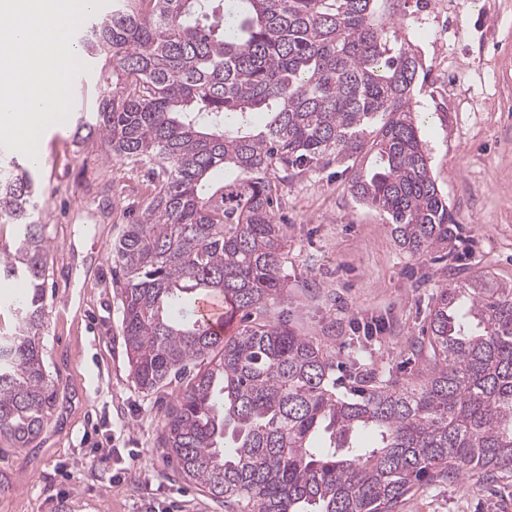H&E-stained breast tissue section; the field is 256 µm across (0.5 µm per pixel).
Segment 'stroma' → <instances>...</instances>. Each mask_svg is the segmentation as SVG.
Returning <instances> with one entry per match:
<instances>
[{
	"mask_svg": "<svg viewBox=\"0 0 512 512\" xmlns=\"http://www.w3.org/2000/svg\"><path fill=\"white\" fill-rule=\"evenodd\" d=\"M398 26L424 59L414 91L421 138L459 226L451 256L402 251L391 228L329 164L278 182L287 227L288 294L268 318L347 361L363 326L380 321L363 361L405 378L433 297L480 271L512 282V0H408ZM110 68L91 63L73 109L92 111ZM75 121L48 127L34 174L47 188L50 246L42 344L59 384L53 415L32 447L0 443V512H224L185 483L156 445L160 404L183 389L139 390L122 343L112 243L140 215L148 167L79 142ZM402 512H512V482L466 475L422 486Z\"/></svg>",
	"mask_w": 512,
	"mask_h": 512,
	"instance_id": "35a3bbf8",
	"label": "stroma"
}]
</instances>
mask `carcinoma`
<instances>
[{"label": "carcinoma", "instance_id": "1", "mask_svg": "<svg viewBox=\"0 0 512 512\" xmlns=\"http://www.w3.org/2000/svg\"><path fill=\"white\" fill-rule=\"evenodd\" d=\"M405 0H114L75 34L112 83L75 136L152 165L151 193L112 247L121 334L136 386L179 378L157 447L225 512H399L422 484L473 471L512 479V283L488 271L441 289L418 341L422 367L354 373L264 317L283 295L277 184L336 161L402 250L458 232L431 176L413 95L421 55L395 24ZM264 115L261 130L251 125ZM371 159L367 171L354 169ZM34 164L0 158V282L26 294L0 336V442L27 448L51 415L42 356L49 249ZM226 170L227 183L212 176ZM224 297L222 327L181 315Z\"/></svg>", "mask_w": 512, "mask_h": 512}]
</instances>
